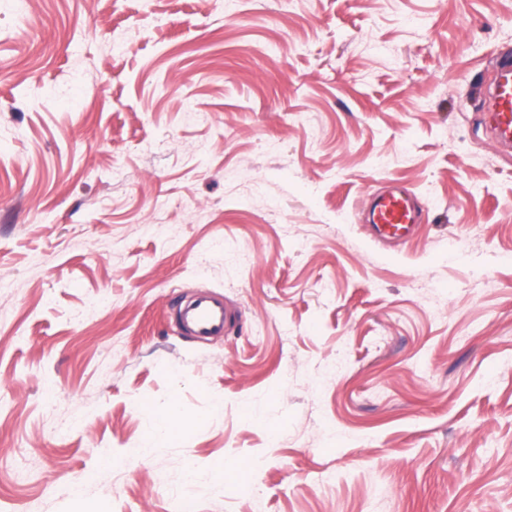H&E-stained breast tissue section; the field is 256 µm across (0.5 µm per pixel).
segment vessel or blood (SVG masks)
<instances>
[{
  "mask_svg": "<svg viewBox=\"0 0 512 512\" xmlns=\"http://www.w3.org/2000/svg\"><path fill=\"white\" fill-rule=\"evenodd\" d=\"M489 132L492 142L502 150L512 149V63L499 62L487 88ZM364 219L374 235L382 240H399L413 232L422 220L415 194L392 183L369 196L364 203ZM176 326L195 336H220L227 326L224 296L214 293L193 304L175 308Z\"/></svg>",
  "mask_w": 512,
  "mask_h": 512,
  "instance_id": "obj_1",
  "label": "vessel or blood"
}]
</instances>
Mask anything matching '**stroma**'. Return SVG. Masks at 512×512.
I'll return each instance as SVG.
<instances>
[{"mask_svg":"<svg viewBox=\"0 0 512 512\" xmlns=\"http://www.w3.org/2000/svg\"><path fill=\"white\" fill-rule=\"evenodd\" d=\"M24 7L0 0V512H251L257 483L266 512H512V151L482 107L512 0ZM386 180L423 211L394 248L361 215ZM199 291L223 336L173 325ZM157 408L178 424L131 458Z\"/></svg>","mask_w":512,"mask_h":512,"instance_id":"1","label":"stroma"}]
</instances>
